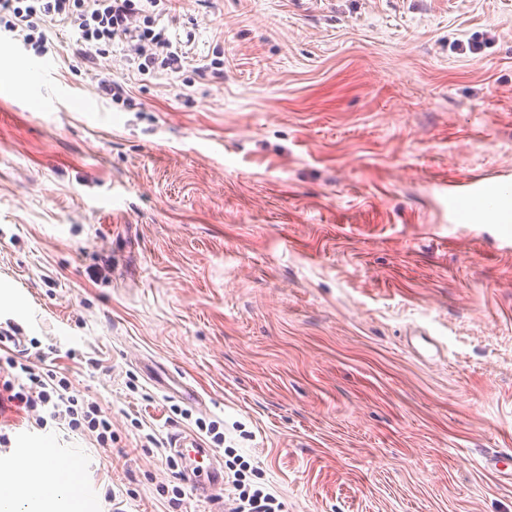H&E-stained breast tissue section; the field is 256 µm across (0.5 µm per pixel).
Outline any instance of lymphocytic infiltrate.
Here are the masks:
<instances>
[{
	"instance_id": "obj_1",
	"label": "lymphocytic infiltrate",
	"mask_w": 512,
	"mask_h": 512,
	"mask_svg": "<svg viewBox=\"0 0 512 512\" xmlns=\"http://www.w3.org/2000/svg\"><path fill=\"white\" fill-rule=\"evenodd\" d=\"M166 7L167 0H0V32L42 52L44 27L52 22L72 30L74 54L82 61L94 62L117 44L130 51L129 62L140 74L177 72L184 52L160 23ZM1 364L8 371L0 375V417L22 414L37 428L52 419L93 437L98 447H111L110 418L97 402L73 394L48 353L36 351L22 362L9 353L0 356ZM233 463L237 497L231 512H282L265 485L247 483L248 463L239 456Z\"/></svg>"
}]
</instances>
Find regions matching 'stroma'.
<instances>
[{"label":"stroma","mask_w":512,"mask_h":512,"mask_svg":"<svg viewBox=\"0 0 512 512\" xmlns=\"http://www.w3.org/2000/svg\"><path fill=\"white\" fill-rule=\"evenodd\" d=\"M162 23L185 59L158 77L64 31L37 86L0 43V323L112 419L105 450L10 417L0 493L60 512L43 448L73 461L69 512H223L141 448L201 418L284 512H512L486 465L512 459V225L448 206L512 171V0H172Z\"/></svg>","instance_id":"35a3bbf8"}]
</instances>
